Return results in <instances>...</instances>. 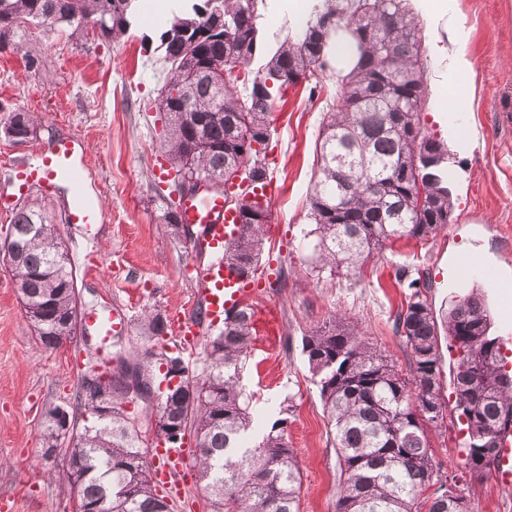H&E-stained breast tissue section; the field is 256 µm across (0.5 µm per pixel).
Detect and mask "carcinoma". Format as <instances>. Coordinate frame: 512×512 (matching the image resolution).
I'll use <instances>...</instances> for the list:
<instances>
[{"mask_svg": "<svg viewBox=\"0 0 512 512\" xmlns=\"http://www.w3.org/2000/svg\"><path fill=\"white\" fill-rule=\"evenodd\" d=\"M224 28L209 26L197 0H182L160 35L164 63L172 76L155 100L170 115L160 148L170 163L188 155L198 168L228 178L241 167L251 182L268 183L266 152L252 148L271 134V115L294 78L312 68L336 78V104L325 113L316 145L318 177L309 196L315 224L314 250L322 267L357 270L388 241L428 240L453 211L448 187V151L421 129L425 108L421 20L409 0H322L294 34L286 36L263 68L247 72L245 93L218 85L208 71L248 67L263 53L257 0H212ZM138 17V0H0V50L17 46L21 27H100V37L117 41ZM354 39L359 56L352 69L336 72L331 36ZM195 72L184 97L181 74ZM36 130L25 113L3 127L15 142ZM375 183L379 188L370 190ZM256 215L239 236L224 244V261L257 274L265 248L268 202L241 200ZM167 232L179 236V219L163 200L160 216ZM12 284L38 343L49 349L72 340L80 324V296L67 248L48 203L24 204L8 227ZM429 273L412 280L395 330L410 349L407 370L384 355L350 318L336 315L317 323L302 339V354L316 379L334 429L339 464L336 512H468L467 484L450 477L430 453L429 428L448 409L442 390L440 332L461 353L453 385L456 407L468 420L470 479H480L490 462L480 452L482 438L508 429L512 379L498 366L492 316L480 296L461 298L438 321L423 296ZM167 320L155 310L138 319L141 350L123 356L122 369L108 377L104 395L79 389L66 405L61 425L57 407L44 414L42 439L63 456L62 476L75 512L103 503L107 512H171L147 464V435L128 405L157 398L163 403L156 433L180 445L195 435L191 467L211 496L212 512H299L301 466L288 447L286 414L256 444L245 443L249 402L240 387V369L253 340L248 306L226 315L224 327L206 339L201 373L185 375L172 394L154 396V367L183 370L181 352L156 349ZM142 373L145 393L129 395V374ZM437 412L429 414L422 400ZM440 479L449 489L421 497Z\"/></svg>", "mask_w": 512, "mask_h": 512, "instance_id": "carcinoma-1", "label": "carcinoma"}]
</instances>
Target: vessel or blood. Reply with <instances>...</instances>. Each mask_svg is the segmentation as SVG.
<instances>
[{
    "mask_svg": "<svg viewBox=\"0 0 512 512\" xmlns=\"http://www.w3.org/2000/svg\"><path fill=\"white\" fill-rule=\"evenodd\" d=\"M11 194H0V209L16 207L31 188L50 181L64 184L68 189L64 218L69 224H95L100 211L87 194L78 162V151L73 142L55 144L44 156L41 165L26 162L14 167ZM183 223L201 225L203 238L196 243L197 251L213 253L214 258L200 276L198 303L203 318L209 324L219 325L226 312L245 306L255 294L251 279L241 277L236 269L224 265L221 255L224 244L237 229L232 217L224 210V199L214 196L204 201L186 200L180 208ZM478 279L494 289L497 301L493 321L499 346V366L504 374L512 375V281L502 280L496 267L482 260L470 250L457 252L448 265V282L463 284ZM499 465L495 470V482L502 488L512 489V432L500 438ZM188 455L187 448L165 444L152 452L154 477L163 490H173L179 484V476Z\"/></svg>",
    "mask_w": 512,
    "mask_h": 512,
    "instance_id": "b4317fda",
    "label": "vessel or blood"
}]
</instances>
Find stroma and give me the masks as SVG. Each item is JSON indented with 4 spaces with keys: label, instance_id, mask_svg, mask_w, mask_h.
Instances as JSON below:
<instances>
[{
    "label": "stroma",
    "instance_id": "35a3bbf8",
    "mask_svg": "<svg viewBox=\"0 0 512 512\" xmlns=\"http://www.w3.org/2000/svg\"><path fill=\"white\" fill-rule=\"evenodd\" d=\"M141 0L142 18L119 42L91 30L26 28L17 48L0 51V125L9 112L36 120L32 139L15 145L0 134V190L8 188L20 159L40 163L64 138L82 143L85 187L102 213L98 224H60L77 278L82 307L122 306L130 318L142 309L162 313L168 323L198 322L194 301L200 258L192 247L165 232L156 175L165 159L159 149L155 100L168 74L159 61V35L169 9L154 10ZM266 51L294 22L288 0H264L258 7ZM469 32L473 71L462 93L442 86L447 71L439 50L447 45V24ZM426 109L423 131L447 142L448 183L454 210L446 228L427 241L387 244L354 273L320 268L313 245L309 194L314 184L315 145L325 113L334 101L332 77L317 91L290 88L271 115L268 149L270 222L264 258L262 297L252 305L269 321L274 337L257 333L241 372L250 399L252 433L278 416L291 400L288 445L302 469L300 512H336L339 465L331 444L333 429L323 411L301 352L304 334L332 315L346 314L399 368L408 352L394 328L405 304L409 279L429 272L427 299L447 312L454 298L487 294L480 281L449 288L443 283L448 257L476 243L481 257L512 278V0H448V21L422 25ZM41 56L39 70L26 67V54ZM476 131L469 147L448 142V128ZM94 328L56 349L36 345L31 324L0 263V512H72L62 479V458H45L41 433L45 411L72 402L86 362L114 353ZM454 415L430 431V451L443 471L459 474ZM469 512H512V491L497 487L493 475L473 483Z\"/></svg>",
    "mask_w": 512,
    "mask_h": 512
}]
</instances>
